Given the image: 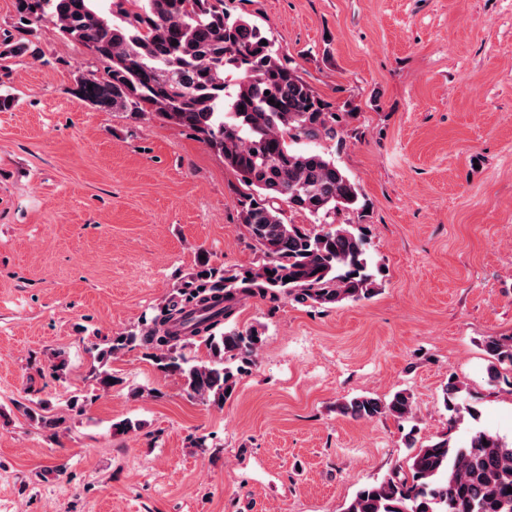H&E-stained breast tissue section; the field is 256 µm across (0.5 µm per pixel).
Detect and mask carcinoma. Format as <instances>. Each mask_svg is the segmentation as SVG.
Segmentation results:
<instances>
[{"mask_svg": "<svg viewBox=\"0 0 512 512\" xmlns=\"http://www.w3.org/2000/svg\"><path fill=\"white\" fill-rule=\"evenodd\" d=\"M14 17L17 35L0 40V87L12 75L8 60L41 57L30 39L33 25L51 22L65 39L87 45L102 66L104 77L92 72L77 79L81 99L190 130L248 189L239 215L258 261L224 269L200 260L159 313L96 347L93 376L102 389L112 387L109 359L140 348L158 370L183 381L189 398L222 407L263 344L257 328L231 324L242 300L287 297L337 306L374 292L363 229L336 221L343 212L363 210L359 188L334 160L301 148L326 140L343 144L354 112L317 94L260 26L228 15L224 0H14ZM228 72L238 74L232 93ZM284 203L321 229L288 223ZM197 340L208 350L202 363L185 354ZM485 350L491 378H499L503 365L512 369V336L489 339ZM462 391L449 380L444 403L473 417L472 407L457 403ZM336 410L356 420L400 421L412 415L413 397L405 390L389 399L361 395ZM510 488L512 441L479 430L462 448L446 439L418 448L409 472L399 466L363 486L343 512H512Z\"/></svg>", "mask_w": 512, "mask_h": 512, "instance_id": "1", "label": "carcinoma"}]
</instances>
